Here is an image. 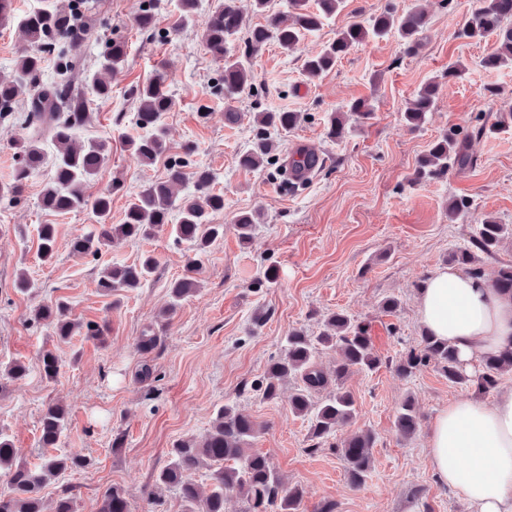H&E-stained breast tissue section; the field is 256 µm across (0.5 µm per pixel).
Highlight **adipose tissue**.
<instances>
[{"mask_svg":"<svg viewBox=\"0 0 512 512\" xmlns=\"http://www.w3.org/2000/svg\"><path fill=\"white\" fill-rule=\"evenodd\" d=\"M418 306L425 329L454 346L465 368L512 347V296L487 279L436 269ZM427 451L437 479L472 512H512V391L489 405L449 403L430 426Z\"/></svg>","mask_w":512,"mask_h":512,"instance_id":"obj_1","label":"adipose tissue"}]
</instances>
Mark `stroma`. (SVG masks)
<instances>
[{
  "instance_id": "35a3bbf8",
  "label": "stroma",
  "mask_w": 512,
  "mask_h": 512,
  "mask_svg": "<svg viewBox=\"0 0 512 512\" xmlns=\"http://www.w3.org/2000/svg\"><path fill=\"white\" fill-rule=\"evenodd\" d=\"M79 2L81 19L90 21L101 39H124L128 59L110 78L112 98L90 105L89 119L75 130L77 140L108 141L110 153L94 191L112 192V221L120 223L141 187L164 177L169 160L187 157L189 170L209 169L214 191L223 193L224 209L212 216L224 236L202 257L197 290L185 297L172 317L169 283L180 277L191 254L174 245L168 229L136 243H115L97 257L71 253V238L95 223L91 210L46 213L41 194L52 170L43 167L28 183L20 201L0 200V365L24 362L29 374L21 386L0 388V432L8 435L17 458L37 461L39 421L48 404H63L68 424L59 452L92 459L85 470L69 471L43 489L52 506L62 488L76 496L77 512H95L114 485L126 491L130 512H185L175 491L159 488L160 471L170 461L173 444L201 437L216 410L231 405L248 415L258 431L249 452L268 458L286 486L302 489L299 512H319L326 503L335 512H471L468 504L437 480L427 456L429 428L449 401L474 398L490 404L512 390V372L497 388L479 389L448 381L434 365L410 375L396 366L418 348L423 325L418 309L421 284L446 266L450 252L469 247L484 218L512 225V120L501 122L499 109L512 101V68L489 71L480 60L493 39L475 43L458 35L477 0H345L343 9L296 49L276 43L254 57L257 96L235 103L227 121L223 95L214 86L222 68L202 43L205 23L223 0H198L194 19L180 32L178 0H59ZM424 7L430 18L417 53L403 55L396 38L356 46L319 79L309 78L303 62L316 55L338 30L384 11L403 13ZM155 15L152 30L135 25L143 8ZM461 62L462 78L445 81L449 63ZM169 66L174 99L162 122L168 132L164 159L142 163L129 139L141 136L133 116L135 91L160 66ZM441 85L435 108L418 129L405 125L402 113L424 82ZM364 99L373 107L370 120L349 117L343 138L328 137L331 113ZM296 112L299 125L276 135V157L286 158L295 140L315 144L322 168L303 189L288 191L269 169H242L237 157L253 137L254 116L266 111ZM484 134H476V127ZM460 128L475 159L464 172L441 179L414 181L417 161L443 130ZM194 145L185 154V145ZM470 199L472 207L449 216L448 201ZM242 212L258 213L256 231L241 241L233 225ZM56 227V258L38 257L37 227ZM158 261L149 280L132 291L105 294L99 279L104 268L132 264L142 252ZM274 284L255 289L267 268ZM35 284L34 294L16 291L20 276ZM399 298L396 312H385L384 298ZM57 297L68 301L71 318L108 321L105 345L84 337L57 342L51 330L34 323L33 308ZM345 312L366 324L377 369L352 370L344 390L356 402L354 420L320 443L307 418L294 414L288 400L295 380L281 385L277 398L264 399L255 384L270 359L281 353L289 330L318 335L325 317ZM153 329L160 342L142 352L137 342ZM62 364L46 379L44 351ZM153 375L142 380V365ZM419 416L417 432L403 436L396 423L405 399ZM374 436L373 462L364 482L352 486L341 446L352 434Z\"/></svg>"
}]
</instances>
